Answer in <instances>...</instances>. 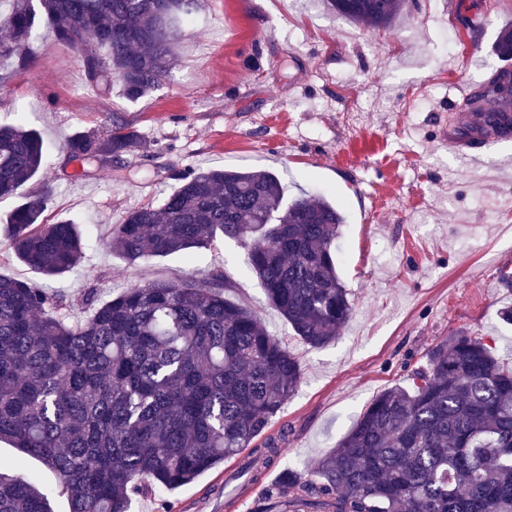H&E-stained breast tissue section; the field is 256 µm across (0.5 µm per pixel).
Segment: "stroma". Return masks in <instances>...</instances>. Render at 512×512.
<instances>
[{"label": "stroma", "instance_id": "1", "mask_svg": "<svg viewBox=\"0 0 512 512\" xmlns=\"http://www.w3.org/2000/svg\"><path fill=\"white\" fill-rule=\"evenodd\" d=\"M171 78L137 102L120 86L106 97L84 83L77 52L41 26L28 68L0 84V123L19 117L40 130L48 166L29 189L53 190L48 221L84 230V257L52 289L76 298L67 320L89 316L79 300L96 288L106 302L135 282H181L222 272L229 298L250 307L297 358L302 380L272 421L284 454L266 474L313 469L383 390L409 383L427 352L455 332L481 337L512 364V138L467 137L461 72L485 83L500 61L492 47L512 25V0H406L389 27L370 29L331 12L324 0H200ZM477 44L459 60L451 36ZM119 123L141 146L123 172L80 176L63 147L75 131ZM461 136L463 156L443 146ZM475 162H468V155ZM271 171L287 197L327 194L346 222L336 242L339 274L354 312L338 339L313 348L267 302L233 240L138 266L105 245L126 212L157 204L175 187L167 171ZM0 459L52 491L56 476L0 442ZM236 460L193 484L133 497L129 512H251L262 493L248 486L232 506L220 490Z\"/></svg>", "mask_w": 512, "mask_h": 512}]
</instances>
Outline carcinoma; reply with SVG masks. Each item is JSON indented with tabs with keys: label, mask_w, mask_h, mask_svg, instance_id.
<instances>
[{
	"label": "carcinoma",
	"mask_w": 512,
	"mask_h": 512,
	"mask_svg": "<svg viewBox=\"0 0 512 512\" xmlns=\"http://www.w3.org/2000/svg\"><path fill=\"white\" fill-rule=\"evenodd\" d=\"M368 28L384 27L404 0H328ZM199 0H0V83L29 65L27 46L44 22L79 53L87 87L121 86L135 102L171 76L177 43ZM494 53L512 59V27ZM480 116L481 137L512 131V99ZM124 125L76 132L68 161L88 176L136 151ZM47 149L22 121L0 126V199L36 178ZM162 202L130 210L108 245L128 264L248 245L247 269L272 307L312 346L332 342L352 313L336 265L345 217L327 196L285 199L269 171H173ZM52 192L25 195L3 237L16 259L45 279L73 270L84 253L80 226L52 224ZM223 275L187 283H134L68 323L70 297L0 275V440L57 477L70 512H127L131 496L189 485L250 449L225 479L257 483L281 457L285 432L267 434L295 392L301 369L246 305L225 297ZM410 387L382 392L313 471L289 469L255 512H512V367L482 338L459 332L432 348ZM0 512H54L36 478L0 461Z\"/></svg>",
	"instance_id": "1"
}]
</instances>
